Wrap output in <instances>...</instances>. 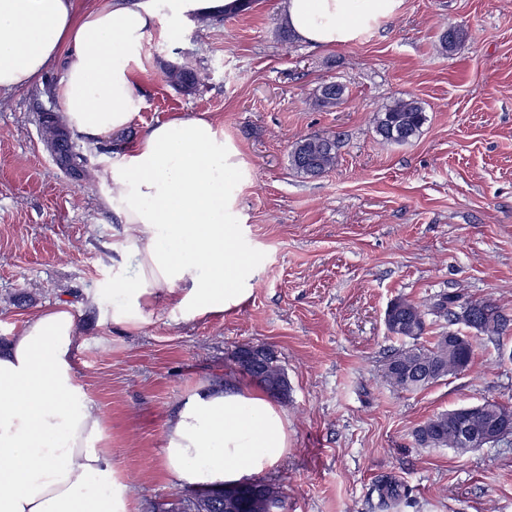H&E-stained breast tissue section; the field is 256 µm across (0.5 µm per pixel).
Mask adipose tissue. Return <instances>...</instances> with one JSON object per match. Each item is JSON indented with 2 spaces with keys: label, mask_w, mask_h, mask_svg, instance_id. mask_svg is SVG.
I'll use <instances>...</instances> for the list:
<instances>
[{
  "label": "adipose tissue",
  "mask_w": 512,
  "mask_h": 512,
  "mask_svg": "<svg viewBox=\"0 0 512 512\" xmlns=\"http://www.w3.org/2000/svg\"><path fill=\"white\" fill-rule=\"evenodd\" d=\"M400 0H284L282 22L325 47L355 42ZM240 8L239 0H136L75 18L72 0H0V90L30 86L55 61L54 95L68 132L105 139L126 130L138 103L133 70L155 28ZM240 162L203 115L154 125L102 172L125 224L133 275L118 274L112 325L139 328L158 307L182 318L219 315L252 293L248 259L229 247L242 212L224 190ZM79 336L64 304L26 321L0 350V512H131L94 402L74 373ZM166 470L181 486L215 491L251 480L288 453L284 412L265 395L198 390L165 432Z\"/></svg>",
  "instance_id": "ef3b65f1"
}]
</instances>
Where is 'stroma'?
<instances>
[{"instance_id": "35a3bbf8", "label": "stroma", "mask_w": 512, "mask_h": 512, "mask_svg": "<svg viewBox=\"0 0 512 512\" xmlns=\"http://www.w3.org/2000/svg\"><path fill=\"white\" fill-rule=\"evenodd\" d=\"M280 3L252 0L173 38L151 31L122 135L198 114L223 131L246 169L229 193L247 217L236 246L254 265L251 297L190 321L159 308L132 331L87 306L128 268L115 249L125 227L105 184L72 180L46 145L39 111L58 107L57 63L0 92V345L42 309L71 306L74 371L132 512H169L185 497L163 464L167 424L198 387L257 389L234 363L246 344L269 346L288 380L276 400L288 453L261 475L288 512H512V435L467 452L414 438L440 412L512 406V330L473 335V366L416 392L383 371L403 344L384 322L397 297L451 291L512 317V0H401L345 47L282 46ZM451 27L466 37L447 52ZM187 55L206 73L192 95L164 75ZM331 81L346 85L344 102L315 108ZM401 98L427 115L405 145L375 131L378 109ZM317 133L338 135L336 163L298 174L288 155ZM390 481L403 494L387 509L379 488Z\"/></svg>"}]
</instances>
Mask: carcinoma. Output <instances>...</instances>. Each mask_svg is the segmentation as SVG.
<instances>
[{
    "mask_svg": "<svg viewBox=\"0 0 512 512\" xmlns=\"http://www.w3.org/2000/svg\"><path fill=\"white\" fill-rule=\"evenodd\" d=\"M165 77L175 90L192 94L197 90L201 76L192 65H170ZM346 96V86L328 82L320 87L316 98L319 107H334ZM427 121L423 107L414 99H398L377 112L376 133L385 141L398 145L411 142L419 135ZM49 149L59 168L73 180L90 177L88 160L70 141L66 130L52 112L40 113ZM338 141L334 136H308L295 144L289 154V164L297 173L318 176L336 163ZM436 314L450 322H461L479 334L500 336L512 323L504 310L490 300H474L462 303L457 295L441 293L424 306L406 297L392 301L385 313L389 332L412 344L389 354L384 362L387 382L395 389L413 392L422 390L443 379L442 369L453 361L460 371L468 370L474 359L472 340H465L448 349V332L433 337L429 345L418 340L427 332V316ZM512 413V408L496 402L485 401L474 407L457 408L438 413L427 419L415 430L420 445L433 448L455 447L458 427L475 420L491 422ZM266 492L275 495L270 507L285 512L286 503L278 496L272 483L255 481L224 488V496L208 492H193L184 500L178 512H224V503L236 504V512H257L254 496Z\"/></svg>",
    "mask_w": 512,
    "mask_h": 512,
    "instance_id": "1",
    "label": "carcinoma"
}]
</instances>
